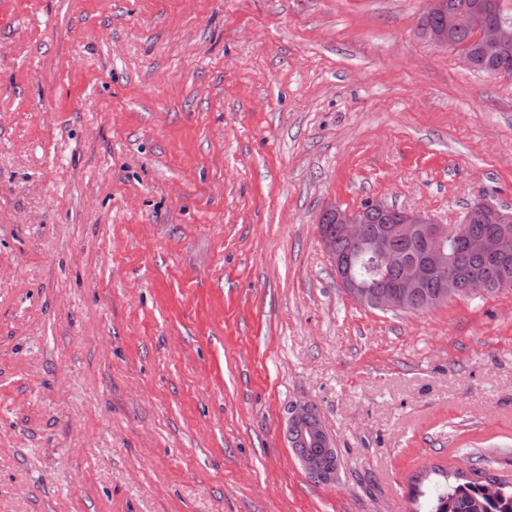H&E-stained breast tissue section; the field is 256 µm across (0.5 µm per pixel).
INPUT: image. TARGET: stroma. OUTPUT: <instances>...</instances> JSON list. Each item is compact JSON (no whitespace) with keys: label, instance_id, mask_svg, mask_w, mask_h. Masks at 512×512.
<instances>
[{"label":"stroma","instance_id":"35a3bbf8","mask_svg":"<svg viewBox=\"0 0 512 512\" xmlns=\"http://www.w3.org/2000/svg\"><path fill=\"white\" fill-rule=\"evenodd\" d=\"M425 7L0 0V512H424L422 468L512 473V292L372 309L319 237L330 202L512 208V74ZM289 433L295 441L293 452L307 474L316 475L320 483L329 485L336 482V469L328 468L326 460L336 454L333 440L315 410L308 406L292 409L289 420ZM316 445L318 448H309ZM308 448L312 453H318L322 448L320 456H316L300 448Z\"/></svg>","mask_w":512,"mask_h":512}]
</instances>
